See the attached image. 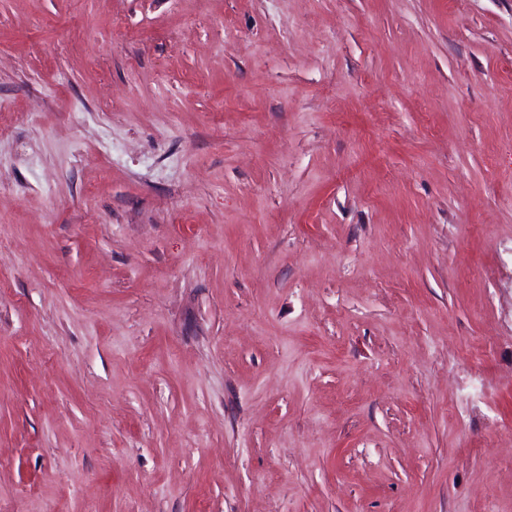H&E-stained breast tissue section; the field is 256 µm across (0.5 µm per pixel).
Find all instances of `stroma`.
<instances>
[{
  "mask_svg": "<svg viewBox=\"0 0 512 512\" xmlns=\"http://www.w3.org/2000/svg\"><path fill=\"white\" fill-rule=\"evenodd\" d=\"M512 512V0H0V512Z\"/></svg>",
  "mask_w": 512,
  "mask_h": 512,
  "instance_id": "obj_1",
  "label": "stroma"
}]
</instances>
